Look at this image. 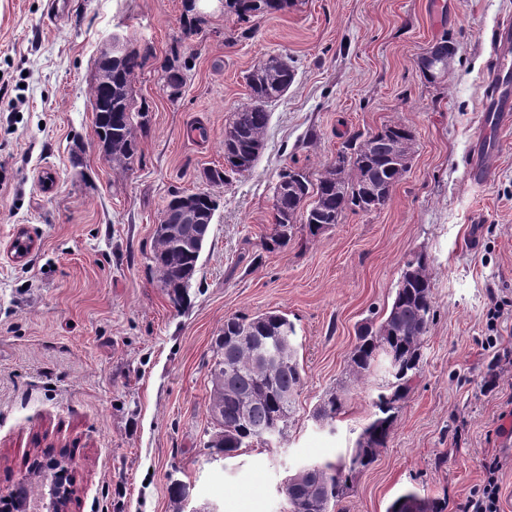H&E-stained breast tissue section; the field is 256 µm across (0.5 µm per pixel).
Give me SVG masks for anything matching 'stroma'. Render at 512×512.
Segmentation results:
<instances>
[{"label":"stroma","mask_w":512,"mask_h":512,"mask_svg":"<svg viewBox=\"0 0 512 512\" xmlns=\"http://www.w3.org/2000/svg\"><path fill=\"white\" fill-rule=\"evenodd\" d=\"M48 4L0 0V498L52 445L74 457L72 512H287L288 475L347 461L373 419L387 375L380 366L352 379L351 351L421 252L434 319L420 371L385 448L350 473L339 512H387L407 490L459 512L494 456L512 512V371L501 369L512 358V130L482 137L512 0H297L254 18L247 38L233 11L214 5L187 30L185 0H72L56 25ZM116 33L154 52L133 85L148 121L126 169L104 157L89 98ZM443 35L455 56L430 83L417 61ZM175 49L188 66L174 95L157 69ZM273 56L295 76L268 105L257 161L209 182L247 75ZM394 121L415 141L387 205L313 238L296 224L288 246L271 245L279 173L318 178L351 135ZM482 155L495 171L488 183L470 174ZM199 190L218 209L177 306L151 267L154 227L172 192ZM268 311L295 328L294 423L285 438L224 458L206 445L214 342L225 320ZM335 391L342 411L322 424L314 412Z\"/></svg>","instance_id":"1"}]
</instances>
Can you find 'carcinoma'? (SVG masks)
I'll return each mask as SVG.
<instances>
[{
  "mask_svg": "<svg viewBox=\"0 0 512 512\" xmlns=\"http://www.w3.org/2000/svg\"><path fill=\"white\" fill-rule=\"evenodd\" d=\"M238 20L248 22L259 15L284 11L293 0H234ZM152 58L151 48H134L112 67V86L91 83L90 98L95 112L96 134L112 147V154L132 160L138 154V131L145 122L129 110L133 84ZM167 87L183 84V66L177 51L159 66ZM294 79L291 66H261L247 78V102L237 111L238 121L228 125L224 134L236 144L235 157H224V169L212 170L208 179L222 182L227 173L249 170L263 146L269 121L267 104L282 96ZM414 133L402 122L383 127V132L352 137L336 162L312 182L296 169L283 171L279 178L297 177L298 188L292 193L274 196L273 244L288 246L292 229L302 220L310 235L320 232L323 224L341 223L349 210L371 212L382 209L407 168L393 166L395 144L412 139ZM378 183L383 193L370 197L362 188L364 180ZM200 254L181 248L176 242L154 235L152 262L163 287L174 292V302L190 286ZM433 283L428 257L411 255L405 262L390 307L379 325L361 327L349 361L350 375L360 379L369 375L379 358H400L390 367L391 380L374 402V419L368 423L350 458L349 471L365 469L384 447L392 430L396 410L405 398L420 368L421 348L434 318ZM251 330V344L244 346L241 334ZM294 327L288 318L267 312L257 316H237L224 322V333L217 338L210 365L211 381L221 387L211 392L209 406L222 408V426L215 428L212 447L229 455L266 436L282 433L293 422L296 396L301 385L297 349H292L288 363L272 368L263 365L257 352L272 341L293 344ZM252 398L251 408L243 416L239 398ZM337 395L324 400L315 416L332 420L342 410ZM348 476L331 463H314L299 468L286 478L288 512H330L344 495ZM387 512H442L439 501L416 492L396 497Z\"/></svg>",
  "mask_w": 512,
  "mask_h": 512,
  "instance_id": "cac0c4a2",
  "label": "carcinoma"
}]
</instances>
